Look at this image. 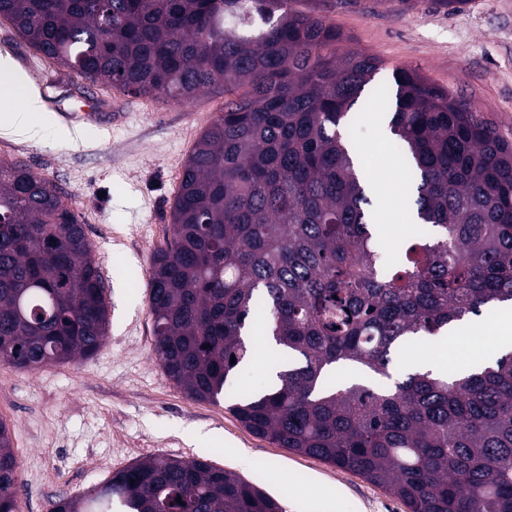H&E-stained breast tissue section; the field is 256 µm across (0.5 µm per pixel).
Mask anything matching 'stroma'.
Returning a JSON list of instances; mask_svg holds the SVG:
<instances>
[{
	"label": "stroma",
	"mask_w": 512,
	"mask_h": 512,
	"mask_svg": "<svg viewBox=\"0 0 512 512\" xmlns=\"http://www.w3.org/2000/svg\"><path fill=\"white\" fill-rule=\"evenodd\" d=\"M343 35L344 53L416 69L464 100L512 142V0H294ZM49 109L39 140L0 129V156L52 180L80 213L105 282L109 327L91 357L34 372L0 362V419L10 427L24 491L20 512L94 489L148 456L200 459L279 499L285 512H408L360 476L257 437L226 403L188 398L152 356L148 276L170 236L178 177L224 107L221 91L182 106L92 84L27 46L0 19V57ZM126 116L110 117L114 99ZM355 137L379 151L378 182L412 208L400 153L380 141L377 99L361 96Z\"/></svg>",
	"instance_id": "1"
}]
</instances>
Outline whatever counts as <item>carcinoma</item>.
Instances as JSON below:
<instances>
[{
	"label": "carcinoma",
	"instance_id": "1",
	"mask_svg": "<svg viewBox=\"0 0 512 512\" xmlns=\"http://www.w3.org/2000/svg\"><path fill=\"white\" fill-rule=\"evenodd\" d=\"M291 0H0V17L93 83L187 105L224 92L152 261L153 357L188 397L229 402L253 434L361 476L409 512H512V350L466 376L341 385L351 363L389 377L414 338L512 301V143L448 90L393 69V145L432 236L378 260L352 110L380 61L338 53ZM262 324L267 384L235 374ZM105 285L81 217L50 179L0 159V360L37 370L95 353ZM236 363H230V357ZM22 487L0 420V512ZM49 512H283L205 461L151 457Z\"/></svg>",
	"mask_w": 512,
	"mask_h": 512
}]
</instances>
